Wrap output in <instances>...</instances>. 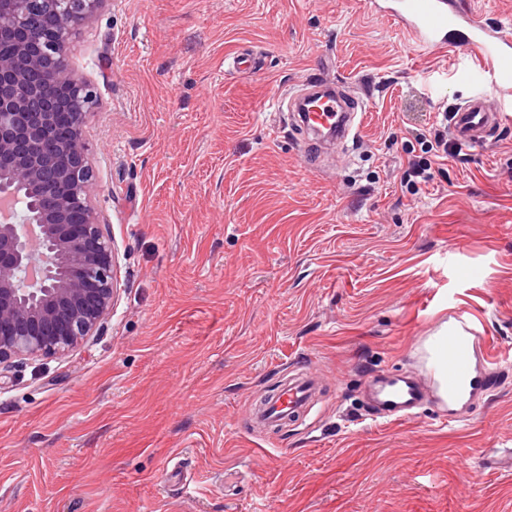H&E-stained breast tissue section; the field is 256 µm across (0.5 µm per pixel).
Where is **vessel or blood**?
<instances>
[{
	"label": "vessel or blood",
	"mask_w": 512,
	"mask_h": 512,
	"mask_svg": "<svg viewBox=\"0 0 512 512\" xmlns=\"http://www.w3.org/2000/svg\"><path fill=\"white\" fill-rule=\"evenodd\" d=\"M384 13L422 47L469 53V63L457 68L455 77L481 84L483 90L449 112L448 127L458 143L487 149L491 134L501 129L512 107V33L484 21L472 0H387ZM288 103L292 121L306 133L304 157L312 163L317 162L321 146L317 129H328L333 140L345 144L361 125L365 109L342 83L319 74L307 78L299 92L289 94ZM453 319L447 335L438 337L425 363V375L366 374L363 389L368 413L376 422L413 418L423 403L435 399L442 406L440 421L452 425L457 421L453 406L470 402L493 386L500 360L487 337L465 312H455ZM321 378L314 369L290 378L261 405L249 406L246 417L266 427L295 420L312 400Z\"/></svg>",
	"instance_id": "b4317fda"
}]
</instances>
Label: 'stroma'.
I'll list each match as a JSON object with an SVG mask.
<instances>
[{
	"label": "stroma",
	"instance_id": "35a3bbf8",
	"mask_svg": "<svg viewBox=\"0 0 512 512\" xmlns=\"http://www.w3.org/2000/svg\"><path fill=\"white\" fill-rule=\"evenodd\" d=\"M254 74L232 70L242 47ZM117 296L66 355L0 366V512H512V124L418 194L419 133L477 92L369 0H104L67 49ZM330 71L369 109L302 157L279 96ZM468 310L507 361L452 426L379 425L360 383L415 371ZM327 385L251 426L304 366ZM431 169V161L425 158V161H418L409 164V168L404 172V176L401 178V183L406 189L412 191L413 194L418 193L421 187L418 186L422 183L426 184L430 180V173H427ZM420 178L417 181L411 179Z\"/></svg>",
	"mask_w": 512,
	"mask_h": 512
}]
</instances>
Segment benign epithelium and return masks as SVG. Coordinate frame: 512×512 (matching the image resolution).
Segmentation results:
<instances>
[{
  "instance_id": "benign-epithelium-1",
  "label": "benign epithelium",
  "mask_w": 512,
  "mask_h": 512,
  "mask_svg": "<svg viewBox=\"0 0 512 512\" xmlns=\"http://www.w3.org/2000/svg\"><path fill=\"white\" fill-rule=\"evenodd\" d=\"M104 0H0V364L64 355L111 312L112 241L91 204L97 187L83 141L96 99L67 47ZM56 19L51 32L37 19ZM72 134L57 138L59 113ZM55 143L66 163L42 151Z\"/></svg>"
}]
</instances>
